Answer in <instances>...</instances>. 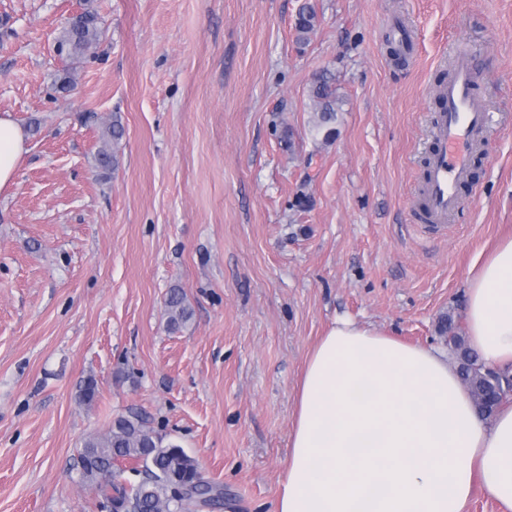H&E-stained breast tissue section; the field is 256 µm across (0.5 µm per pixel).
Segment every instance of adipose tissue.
<instances>
[{"mask_svg":"<svg viewBox=\"0 0 512 512\" xmlns=\"http://www.w3.org/2000/svg\"><path fill=\"white\" fill-rule=\"evenodd\" d=\"M27 152L0 114V189ZM463 319L481 359L512 368L511 236L470 276ZM289 448L274 512H461L477 486L512 512V401L479 416L444 353L348 318L307 356Z\"/></svg>","mask_w":512,"mask_h":512,"instance_id":"adipose-tissue-1","label":"adipose tissue"}]
</instances>
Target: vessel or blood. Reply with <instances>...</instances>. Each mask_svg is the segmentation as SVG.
Listing matches in <instances>:
<instances>
[{
  "label": "vessel or blood",
  "instance_id": "vessel-or-blood-1",
  "mask_svg": "<svg viewBox=\"0 0 512 512\" xmlns=\"http://www.w3.org/2000/svg\"><path fill=\"white\" fill-rule=\"evenodd\" d=\"M471 82V60L464 55L458 58L441 90L443 109L435 126V147L428 159L425 201L429 218L437 224L460 204L458 186L468 172L476 134L491 129L489 113L480 109L472 97Z\"/></svg>",
  "mask_w": 512,
  "mask_h": 512
}]
</instances>
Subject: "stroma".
Wrapping results in <instances>:
<instances>
[{"mask_svg":"<svg viewBox=\"0 0 512 512\" xmlns=\"http://www.w3.org/2000/svg\"><path fill=\"white\" fill-rule=\"evenodd\" d=\"M87 10L96 49L60 53ZM464 50L493 132L430 224L434 89ZM2 112L28 152L0 190V512H104L79 451L130 413L223 487L220 512H273L319 337L348 316L447 351L473 263L512 234V0H0ZM173 288L192 311L175 332ZM318 23V16L315 9L307 2H304L296 15L294 22L295 41L299 45H306L314 34ZM314 98V112L316 114V128L325 130L324 139L333 140L336 129L331 125L336 120V99L332 89L331 77L327 72L320 74L312 89ZM124 128L119 117H113L112 125L108 128L107 139L103 138L97 152L96 161L100 168L110 169L117 163L116 147L123 138Z\"/></svg>","mask_w":512,"mask_h":512,"instance_id":"35a3bbf8","label":"stroma"}]
</instances>
